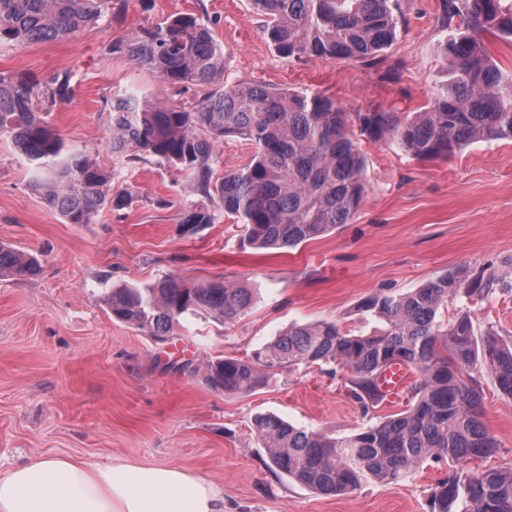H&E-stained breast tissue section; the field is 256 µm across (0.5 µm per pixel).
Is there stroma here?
Listing matches in <instances>:
<instances>
[{
    "mask_svg": "<svg viewBox=\"0 0 512 512\" xmlns=\"http://www.w3.org/2000/svg\"><path fill=\"white\" fill-rule=\"evenodd\" d=\"M182 12L213 22L225 80L319 92L350 113L424 111L429 91L448 79L440 0H397L395 38L375 66L279 57L249 0H154L148 10L125 0L124 26L104 18L68 39L0 45V74L68 72L75 96L52 108L49 125L65 150L112 169L116 98L160 92L186 102L203 94L161 86L150 71L109 52L124 30ZM391 67L398 80H386ZM360 147L366 191L350 223L293 249L264 250L245 243L241 225L225 216L185 233L197 195L152 157L122 170L134 194L129 208L65 223L32 189L27 161L0 133V243L37 255L42 266L24 281L0 279V468L37 455L92 463L126 457L222 485L226 512H430L444 467L323 495L272 470L254 427L257 414L274 413L342 437L406 409L408 397L363 413L330 365L282 372L244 396L212 390L202 373L207 360L250 356L295 323L334 321L369 333L375 320L357 310L365 297L410 291L448 271L499 278L487 298L453 302L448 313L466 311L477 327L512 338V289L504 287L512 282V140H479L435 160L382 141L364 139ZM165 276L245 284L253 306L232 324L205 312L187 316L161 342L116 320L103 301L112 287ZM482 387V420L498 451L466 468H512V399L490 378Z\"/></svg>",
    "mask_w": 512,
    "mask_h": 512,
    "instance_id": "stroma-1",
    "label": "stroma"
}]
</instances>
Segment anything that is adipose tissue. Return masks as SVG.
Instances as JSON below:
<instances>
[{"label": "adipose tissue", "instance_id": "ef3b65f1", "mask_svg": "<svg viewBox=\"0 0 512 512\" xmlns=\"http://www.w3.org/2000/svg\"><path fill=\"white\" fill-rule=\"evenodd\" d=\"M0 512H224V489L177 467L41 456L0 471Z\"/></svg>", "mask_w": 512, "mask_h": 512}]
</instances>
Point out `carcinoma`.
<instances>
[{"instance_id": "carcinoma-1", "label": "carcinoma", "mask_w": 512, "mask_h": 512, "mask_svg": "<svg viewBox=\"0 0 512 512\" xmlns=\"http://www.w3.org/2000/svg\"><path fill=\"white\" fill-rule=\"evenodd\" d=\"M265 18L264 34L280 57L358 59L376 63L395 36L391 0H250ZM446 24L462 29L443 46L448 84L434 90L427 109L411 117L392 108L350 118L318 92H292L253 82L220 84L224 47L194 14H178L113 40L120 55L167 86L208 87L201 98L175 104L154 97L118 99L112 106V154L127 162L143 155L189 179L200 201L183 229L214 223L217 210L245 227L259 248H294L351 221L365 191L364 158L351 129L374 142L388 138L411 156L446 158L478 138L512 139V79L485 49L488 34L512 37V0H440ZM121 23L112 0H0V45L67 38L104 15ZM71 76L46 79L0 74V132L33 166L32 188L68 224H88L103 208L120 211L134 195L120 172L81 153H65L48 125L46 107L72 101ZM226 136L254 145L250 162L213 179L214 145ZM37 259L0 243V279L25 280ZM491 277L468 281L448 271L421 288L367 296L358 311L383 327L368 334L334 321L295 324L247 359L224 356L206 365L205 380L226 394L249 395L275 375L301 366L332 364L346 371L350 397L367 414L381 403L382 370L404 362L418 374L410 408L340 438L296 427L273 414L254 418L273 469L322 494L340 495L364 483L389 484L417 468L448 463L431 493L432 512H512V469L459 470L455 464L492 456L497 441L481 417L482 386L462 379L473 366L512 398V339L480 330L461 311L445 318L448 301L485 298ZM119 321L158 340L174 335L190 314L208 310L234 323L253 304V291L222 279L189 283L166 277L115 287L105 299Z\"/></svg>"}]
</instances>
